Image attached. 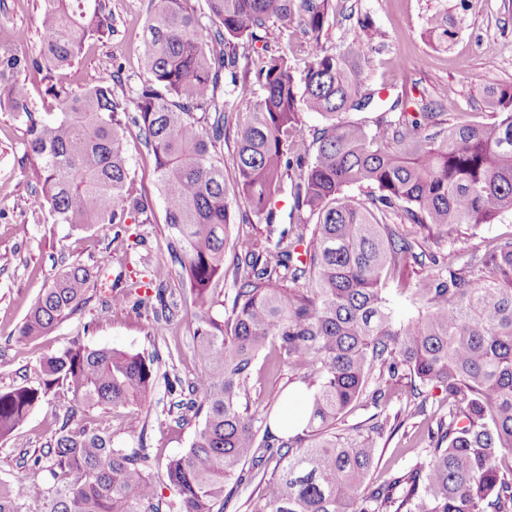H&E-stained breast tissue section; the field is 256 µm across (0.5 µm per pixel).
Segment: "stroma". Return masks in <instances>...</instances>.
Returning a JSON list of instances; mask_svg holds the SVG:
<instances>
[{
    "label": "stroma",
    "instance_id": "35a3bbf8",
    "mask_svg": "<svg viewBox=\"0 0 512 512\" xmlns=\"http://www.w3.org/2000/svg\"><path fill=\"white\" fill-rule=\"evenodd\" d=\"M150 0H108L115 20L112 37L88 42L74 67L63 72L73 90L82 91L109 71H119L112 92L132 101L145 80L139 65L144 47ZM42 0H0V41L13 32L27 35L25 47L40 48L39 17ZM447 10L458 36L448 48H435L425 29L427 17ZM369 44L364 81L368 90L380 91L387 101L402 100L406 106L419 101L433 103L438 111L487 123L491 117L482 89L492 83L512 82V0H332V11L320 36L323 48L333 50L350 42ZM239 79L256 82L266 57L288 56L296 78H304L307 44L301 33L269 28L259 40L242 42L236 48ZM224 138L216 152L224 161V176L233 179L238 133L249 118L250 108L232 90H225ZM129 145L130 192L145 195L152 203L149 222L129 223L126 233L113 235L98 229L76 230L57 223L47 204L37 194L19 192L17 186L30 172L25 156L26 126L7 109L0 110V390L36 383L43 357L80 340L94 348H116L153 355L160 374L190 381L200 371L193 349V331L198 309L180 264L167 251L169 230L154 173V157L144 148L138 127L126 125ZM301 224L291 223L288 209L277 212V221L267 224L245 202L234 206L227 229L229 243L251 241L256 250L273 246L281 232L297 237ZM512 236V214L479 229L458 226L456 232L431 226L426 237L437 258L438 269L461 267L474 252L484 251L493 241ZM111 260L105 287L91 291L87 302L53 332L22 345L16 330L39 291L74 262L94 265L102 257ZM161 283L172 305L170 321L156 319L152 310L133 303L114 305L112 287L129 281ZM251 396L271 403L274 414L300 413L295 393L301 384L288 365L277 363L272 351L255 362L250 382ZM428 397L424 415L410 419L380 446L376 474L380 477L416 463L427 445L435 418L448 410L444 389L425 386ZM178 398L164 383H157L142 404L86 410L88 427L112 431L116 440L129 446L149 448L151 472L165 498L174 491L161 475L167 459L186 448L193 429L179 426ZM68 398L56 390L30 414L14 434L0 438V478L17 473L25 459L39 455L59 426Z\"/></svg>",
    "mask_w": 512,
    "mask_h": 512
}]
</instances>
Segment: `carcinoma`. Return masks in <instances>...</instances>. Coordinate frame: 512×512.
<instances>
[{"mask_svg": "<svg viewBox=\"0 0 512 512\" xmlns=\"http://www.w3.org/2000/svg\"><path fill=\"white\" fill-rule=\"evenodd\" d=\"M206 2L209 28L188 0H152L141 60L147 79L131 107L112 93L114 72L80 93L54 76L86 43L112 36L105 0H43L35 53L22 50L21 33L0 42V105L28 129L33 169L25 184L58 223L105 224L117 236L127 219L148 215V199L126 189L123 120L139 127L155 158L169 253L200 308L193 340L201 366L186 386L165 379L198 423L189 447L166 464L177 495L164 501L148 449L79 423L87 408L145 398L158 381L155 359L77 341L44 357L37 383L0 390V437L57 387L69 405L47 451L0 480V512H226L241 486L252 487L243 512H512V463L505 464L512 455V237L460 268L426 273L409 289L410 264L433 255L414 231L388 223L394 214L402 224L452 231L512 214V83L482 90L491 124L446 118L427 105L405 112L396 100L374 108L380 116L371 132L341 118L367 111L374 94L362 92L367 42L336 52L319 43L331 0ZM272 26L308 36L306 73L298 84L288 56H273L258 74L256 95L236 76L233 44ZM426 33L439 45L457 37L441 11L429 16ZM226 70L237 98L252 107L231 183L216 155ZM29 72L42 75L59 111L30 108L20 80ZM306 113L325 121L314 145L300 129ZM287 179L301 221L313 223L304 259L295 263L286 247L262 254L242 242L225 269L230 199H244L272 224L269 202ZM365 184L373 188L368 204L346 193ZM106 267L73 264L59 273L31 304L18 342L73 315ZM228 272L238 288L218 320L209 314L213 284ZM394 289L410 292L416 317L398 316ZM267 349L311 390L303 428L293 435L273 432L271 408L247 399L254 363ZM418 382L444 388L448 412L428 431L425 460L378 482L374 465L386 430L424 412ZM396 387L409 388L410 397L393 417L338 428L361 398L384 408ZM46 476L49 487L31 496L30 481Z\"/></svg>", "mask_w": 512, "mask_h": 512, "instance_id": "cac0c4a2", "label": "carcinoma"}]
</instances>
